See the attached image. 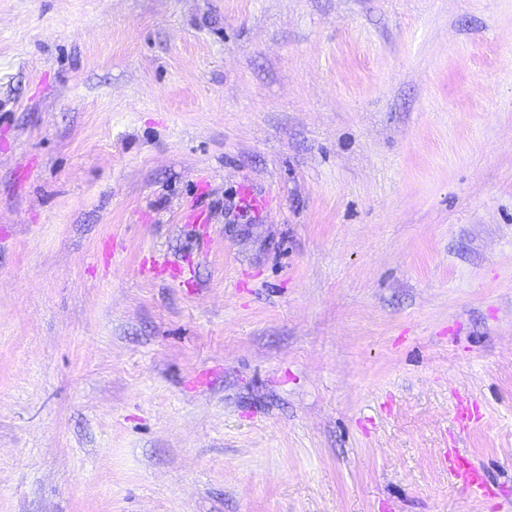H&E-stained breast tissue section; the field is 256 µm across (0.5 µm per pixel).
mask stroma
I'll return each instance as SVG.
<instances>
[{
    "label": "stroma",
    "instance_id": "1",
    "mask_svg": "<svg viewBox=\"0 0 512 512\" xmlns=\"http://www.w3.org/2000/svg\"><path fill=\"white\" fill-rule=\"evenodd\" d=\"M0 512H512V0H0ZM446 457L451 464V469L472 494H482L485 488L484 478L479 469L474 467L467 459L447 450Z\"/></svg>",
    "mask_w": 512,
    "mask_h": 512
}]
</instances>
